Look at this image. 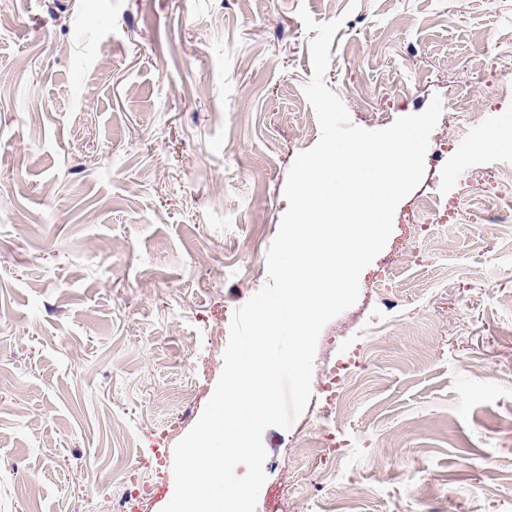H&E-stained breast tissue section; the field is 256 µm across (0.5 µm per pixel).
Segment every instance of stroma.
I'll return each instance as SVG.
<instances>
[{
  "instance_id": "stroma-1",
  "label": "stroma",
  "mask_w": 512,
  "mask_h": 512,
  "mask_svg": "<svg viewBox=\"0 0 512 512\" xmlns=\"http://www.w3.org/2000/svg\"><path fill=\"white\" fill-rule=\"evenodd\" d=\"M0 0V512H100L212 396L320 138L297 10L343 18L326 86L379 130L423 112L420 185L325 325L361 349L325 512H512V0ZM467 109H459L461 97ZM454 202V222L415 211ZM418 258L381 277L401 249ZM184 396L172 406L169 396ZM310 412L263 434L256 512H308Z\"/></svg>"
}]
</instances>
